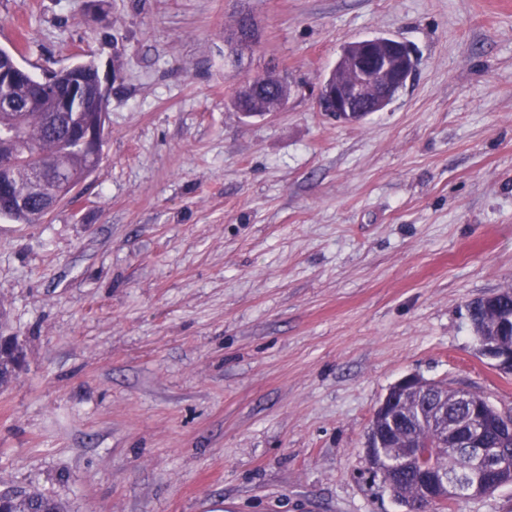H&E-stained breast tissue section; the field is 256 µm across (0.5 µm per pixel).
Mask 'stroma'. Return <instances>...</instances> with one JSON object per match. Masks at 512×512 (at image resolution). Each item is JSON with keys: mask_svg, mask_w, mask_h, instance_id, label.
<instances>
[{"mask_svg": "<svg viewBox=\"0 0 512 512\" xmlns=\"http://www.w3.org/2000/svg\"><path fill=\"white\" fill-rule=\"evenodd\" d=\"M262 29L250 68L224 26ZM412 44L384 111L315 103L345 45ZM0 48L107 73L101 165L0 218V490L69 512H404L367 471L415 374L512 412L470 301L512 284V0H0ZM288 73L283 111L239 83ZM248 19L243 17L241 19L240 15L234 20V23L227 29H224V44L229 46L231 49V53H233V57L230 59V56L224 55V59H228L235 66H241L242 64V56L243 51L245 49L251 50L252 48L249 45H252L257 41L258 33L255 29L254 25L251 28V32H248V37L246 39L247 44H243V40L238 36L240 32H243L247 25ZM250 34V36H249ZM419 387H425V381L416 375H408L400 379L388 389L386 395L382 400H380L377 407L375 408L373 415L388 410L399 397L412 390L418 389Z\"/></svg>", "mask_w": 512, "mask_h": 512, "instance_id": "obj_1", "label": "stroma"}]
</instances>
